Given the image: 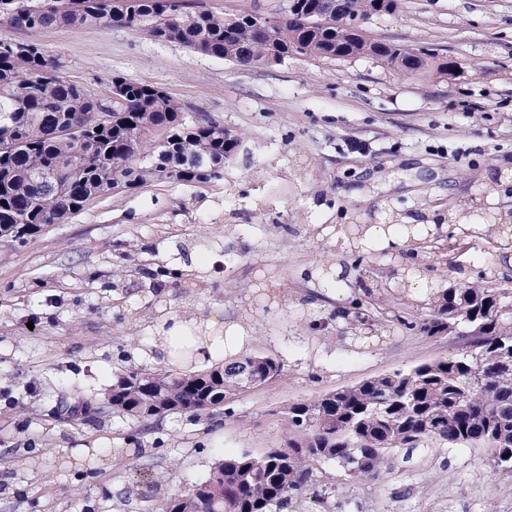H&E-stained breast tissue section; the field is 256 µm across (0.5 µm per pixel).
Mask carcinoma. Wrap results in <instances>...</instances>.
<instances>
[{"label":"carcinoma","mask_w":512,"mask_h":512,"mask_svg":"<svg viewBox=\"0 0 512 512\" xmlns=\"http://www.w3.org/2000/svg\"><path fill=\"white\" fill-rule=\"evenodd\" d=\"M384 0H344L349 15H384ZM294 16L196 10L186 0H0V16L18 28L113 24L158 42L180 44L243 69L293 56L369 58L384 67L446 76L455 62L433 49L395 44L336 25L323 0H296ZM239 138L151 84L115 74L93 93L68 79L33 43L0 38V237L20 238L59 224L110 191L155 181L218 180ZM375 330L392 322L388 303L356 314ZM418 326L426 336L455 335L452 353L368 378L287 410L283 448L244 452L213 466L188 492L156 501L152 512H278L332 463L355 484L378 481L395 448H484L493 472L512 478V289L467 285L438 292ZM280 364L250 355L203 371L141 369L116 378L105 397L136 420L202 412L263 386Z\"/></svg>","instance_id":"1"}]
</instances>
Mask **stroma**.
Here are the masks:
<instances>
[{"label": "stroma", "instance_id": "35a3bbf8", "mask_svg": "<svg viewBox=\"0 0 512 512\" xmlns=\"http://www.w3.org/2000/svg\"><path fill=\"white\" fill-rule=\"evenodd\" d=\"M369 30L436 49L454 74L426 79L351 61L291 58L243 70L121 26L21 30L91 91L112 75L157 85L236 133L223 179L106 193L64 223L0 238V512H151L219 460L283 447L288 407L458 351L408 320L431 292L512 289V0H402ZM501 214L493 228L486 213ZM443 224L448 249L351 252L356 224ZM352 268L335 291L313 273ZM198 277L191 296L176 273ZM426 289H413V280ZM394 300L389 338L357 346V303ZM242 322L281 373L213 412L140 423L104 412L118 374L147 367L165 313ZM327 504L304 512H512V482L481 449L399 448L377 482L323 469Z\"/></svg>", "mask_w": 512, "mask_h": 512}]
</instances>
